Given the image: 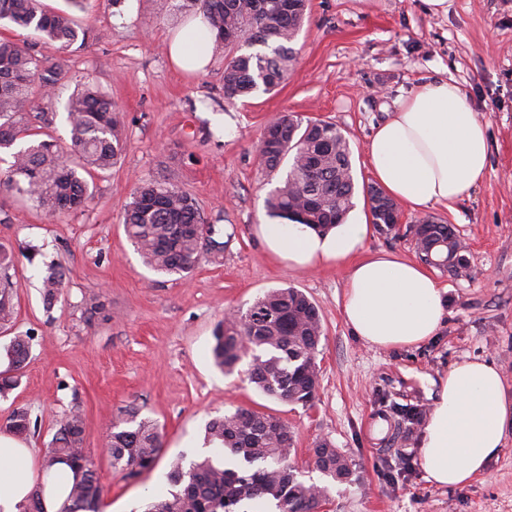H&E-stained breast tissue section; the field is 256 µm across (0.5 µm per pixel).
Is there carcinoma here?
I'll return each instance as SVG.
<instances>
[{"instance_id": "cac0c4a2", "label": "carcinoma", "mask_w": 512, "mask_h": 512, "mask_svg": "<svg viewBox=\"0 0 512 512\" xmlns=\"http://www.w3.org/2000/svg\"><path fill=\"white\" fill-rule=\"evenodd\" d=\"M194 10L214 34L205 49L224 53V99L232 102L261 90L269 93L288 79L295 61L296 40L309 10V0H173V15ZM0 26L23 31L35 41L52 42L61 52L88 41L89 29L73 13L45 8L42 0H0ZM263 50L240 52L242 45ZM63 74L58 60L40 58L15 40L0 37V150L9 151L8 169L0 185L26 196L37 207L56 215L82 206L89 186L80 172L111 171L125 146L124 125L116 109L95 86L84 85L66 105L70 145L64 150L54 138L32 140L36 124L51 125L53 116L37 112L34 88H53ZM30 141L17 145L23 138ZM349 141L331 122L308 120L283 113L273 119L258 147V164L269 172L288 165L284 180L267 200L269 216L282 221L310 224L328 231L343 222L353 207L356 183ZM377 231L400 236L393 201L373 185L364 189ZM206 223L196 199L165 181L145 180L134 188L124 214L127 238L155 272L186 280L203 255L217 257L226 242L221 230ZM418 257L443 254L451 264L442 270L457 276L470 268L467 250L458 243L451 224L433 217L407 227ZM15 255L0 245V324L12 322L14 283L10 270ZM66 270L58 263L46 265L42 299L52 308L63 294ZM84 314L92 319L104 310L101 295L82 300ZM324 338L322 316L305 293L296 288H272L250 308L224 318L214 333V364L232 371L250 358L247 375L264 394L291 405L314 401L320 381L317 363ZM5 369L0 371V393L16 388L30 359L27 336H15L0 351ZM5 428L19 436L32 429L31 411L22 406L8 416ZM207 443L219 446L220 455L204 456L184 466L172 463L173 490L147 506V512H238L243 502L271 500L277 512H315L317 496L327 488L298 479L291 465L293 434L281 417L237 408L206 425ZM112 468L135 477L152 469L162 452V432L157 422L139 417L133 407L118 411L105 444ZM314 467L333 480H351L348 458L327 440L312 454ZM67 465L74 481L60 512H100L104 486L86 448L85 419L73 407L60 421L46 446L41 467L49 472Z\"/></svg>"}]
</instances>
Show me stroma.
I'll return each mask as SVG.
<instances>
[{
	"mask_svg": "<svg viewBox=\"0 0 512 512\" xmlns=\"http://www.w3.org/2000/svg\"><path fill=\"white\" fill-rule=\"evenodd\" d=\"M170 0H98L85 45L59 52L39 42L42 58H63L64 75L39 107L54 113L48 132L69 143L66 104L90 82L114 103L127 139L120 162L89 181L84 208L47 218L41 209L0 190V244L19 259L16 317L0 328L31 338L20 385L0 396V429L25 405L36 426L25 439L42 454L64 414L81 404L86 442L105 487L103 512H143L167 494L178 457L205 456V425L238 407L277 413L294 433L299 479L327 486L325 512H512V433L486 472L442 489L426 480L418 448L438 378L461 359L496 364L512 391V0H448L446 13L424 0H311L293 47L296 62L277 91L228 103L224 58L201 72L171 61L168 43L181 25ZM456 84L487 127L490 161L484 178L455 208L421 213L454 225L468 245L470 274L438 273L449 315L437 336L416 348L381 350L355 336L341 300L348 265L293 270L273 253L260 227L265 200L282 173H266L257 149L279 114L332 122L347 137L358 183L372 184L366 144L399 97L437 79ZM165 180L190 192L205 220L230 234L222 259L202 257L177 280L146 267L123 229L138 181ZM69 269L60 301L45 309L44 262ZM303 291L319 308L325 338L317 358L320 387L308 407L256 390L243 369L227 374L212 360L213 331L226 312L246 310L276 287ZM101 294L106 316L85 319L82 299ZM133 406L162 430L158 464L135 478L115 471L102 452L113 416ZM330 441L355 473L340 484L316 470L311 452Z\"/></svg>",
	"mask_w": 512,
	"mask_h": 512,
	"instance_id": "obj_1",
	"label": "stroma"
}]
</instances>
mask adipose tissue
<instances>
[{"mask_svg": "<svg viewBox=\"0 0 512 512\" xmlns=\"http://www.w3.org/2000/svg\"><path fill=\"white\" fill-rule=\"evenodd\" d=\"M211 33L193 19L187 33L169 41L175 65L202 70L209 58L199 46ZM367 158L376 183L412 210L454 206L484 177L489 163L486 127L460 88L448 80L424 83L402 99L371 135ZM370 226L357 216L320 234L304 224H265L268 247L289 266L348 264L342 301L346 323L366 344L383 349L419 346L436 336L446 315V288L422 266L399 256H363ZM512 429V396L498 368L483 360L455 363L437 382L421 431L419 459L428 481L448 489L484 473ZM64 465L44 472L34 451L0 431V512H18L42 489L45 512H59Z\"/></svg>", "mask_w": 512, "mask_h": 512, "instance_id": "ef3b65f1", "label": "adipose tissue"}]
</instances>
